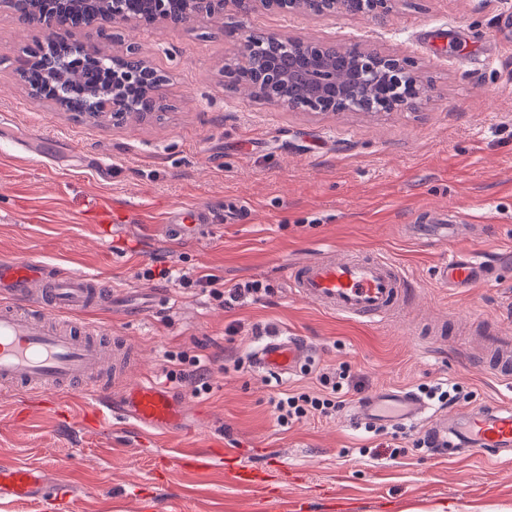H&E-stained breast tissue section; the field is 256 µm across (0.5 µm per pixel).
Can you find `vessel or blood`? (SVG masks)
<instances>
[{
  "mask_svg": "<svg viewBox=\"0 0 512 512\" xmlns=\"http://www.w3.org/2000/svg\"><path fill=\"white\" fill-rule=\"evenodd\" d=\"M217 217L199 205L175 208L166 219L170 233L181 239L199 235ZM486 267L477 253L449 254L437 267L439 282L448 288L480 280ZM284 274L301 298L317 301L340 316L379 323L392 317L410 296L413 283L402 267L383 256L344 259L323 252L286 266ZM112 289L82 275L60 276L47 264L26 259H0V390L56 397L80 389L92 400L102 420L121 417L127 424L155 430L178 422L169 393L153 380L125 389L113 398L111 383L124 377L133 354L121 343H109L91 312L110 306ZM487 353L495 374L512 376V342L485 331ZM313 347L298 336H270L255 350V368L276 376L291 375L308 363ZM391 411L404 425L429 416L428 433L436 445L476 449L484 457L512 462V407L493 416L479 413L464 425L448 423L442 413L402 390L381 392L372 402L354 405L360 421ZM41 467L0 468V494L18 501L50 498L69 504L72 489L48 484Z\"/></svg>",
  "mask_w": 512,
  "mask_h": 512,
  "instance_id": "obj_1",
  "label": "vessel or blood"
}]
</instances>
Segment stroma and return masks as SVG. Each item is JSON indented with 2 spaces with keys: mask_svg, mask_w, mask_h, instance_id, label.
<instances>
[{
  "mask_svg": "<svg viewBox=\"0 0 512 512\" xmlns=\"http://www.w3.org/2000/svg\"><path fill=\"white\" fill-rule=\"evenodd\" d=\"M506 12L512 0H398L384 25L359 15L251 19L260 32L410 57L432 81L429 99L375 118L284 112L235 96L222 67L236 52L237 17L143 30L132 41L167 76L168 109L117 127L74 121L30 93L18 60L48 34L0 0V257L111 281L115 299L97 321L136 351L130 381L166 387L182 420L144 444L128 425L95 424L92 401L0 392V466L49 461L48 480L73 488L66 509L1 497L0 512H512V466L416 447L421 426L377 435L354 426L358 394L332 417L285 427L270 405L285 389L319 393L320 374L342 367L364 378L369 396L459 384L469 397L447 409L458 423L512 404V381L486 370L464 322L470 315L512 336V42L498 31ZM233 202L245 206V222L212 225L189 242L168 238L170 209ZM427 212L454 214L457 229L417 234ZM324 249L394 260L414 283L405 309L370 323L299 298L284 265ZM452 251L483 255L487 276L440 285L436 267ZM148 265L177 276L138 278ZM183 274L211 275L221 290L258 280L270 291L225 308L182 287ZM277 333L312 344L313 362L278 379L259 373L252 353ZM184 357L207 369L208 391L182 375ZM224 443L236 466L264 471L263 484L226 478ZM186 450L205 471L182 467Z\"/></svg>",
  "mask_w": 512,
  "mask_h": 512,
  "instance_id": "stroma-1",
  "label": "stroma"
}]
</instances>
